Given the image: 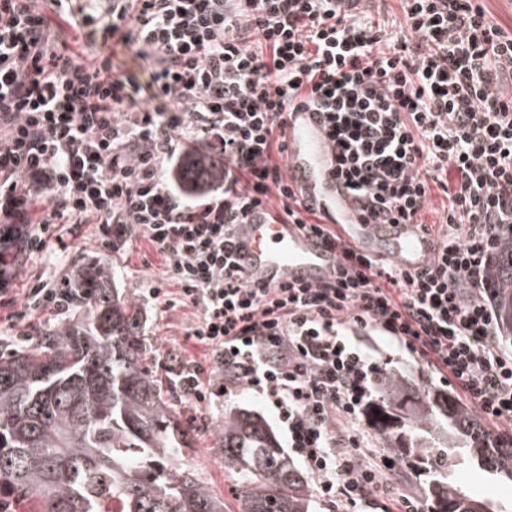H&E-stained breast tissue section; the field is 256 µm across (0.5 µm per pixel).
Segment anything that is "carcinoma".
<instances>
[{
	"label": "carcinoma",
	"instance_id": "carcinoma-1",
	"mask_svg": "<svg viewBox=\"0 0 512 512\" xmlns=\"http://www.w3.org/2000/svg\"><path fill=\"white\" fill-rule=\"evenodd\" d=\"M490 276L500 323L512 333V246ZM68 287L80 317L0 361V488L41 512H226L224 497L188 461L191 426L146 365L140 305L96 263L82 264ZM403 399L404 385L384 378L380 414L371 418L388 450L407 452L424 473L437 454L452 467L463 455L512 482V454L488 447L467 409L429 392L401 417L394 406ZM437 417L448 436L432 448L419 437ZM215 452L240 512H314L309 477L261 419L225 413ZM482 503L492 505L446 474L430 476L431 512H476Z\"/></svg>",
	"mask_w": 512,
	"mask_h": 512
}]
</instances>
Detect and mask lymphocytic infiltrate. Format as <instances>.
Returning a JSON list of instances; mask_svg holds the SVG:
<instances>
[{"instance_id":"1","label":"lymphocytic infiltrate","mask_w":512,"mask_h":512,"mask_svg":"<svg viewBox=\"0 0 512 512\" xmlns=\"http://www.w3.org/2000/svg\"><path fill=\"white\" fill-rule=\"evenodd\" d=\"M35 2L0 0V340L27 311L71 312L46 279L16 300L9 274L60 225L95 224L103 245L136 234L164 256L180 290L148 288L161 309L199 310L187 336L209 357L184 393L217 407L253 392L330 512H428L369 457L362 424L386 370L361 335L426 366L489 447L512 449V351L489 277L512 239V33L480 0H401L394 33L346 0H110L83 24L151 61L165 110L109 57L55 43L67 0ZM298 100L321 110L336 174L370 220L438 238L430 267L362 256L301 210L283 167ZM191 165L224 177L186 180ZM436 190L444 214L423 223ZM275 201L336 250L332 282L257 287L238 270L239 226Z\"/></svg>"}]
</instances>
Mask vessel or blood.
<instances>
[{
  "instance_id": "obj_1",
  "label": "vessel or blood",
  "mask_w": 512,
  "mask_h": 512,
  "mask_svg": "<svg viewBox=\"0 0 512 512\" xmlns=\"http://www.w3.org/2000/svg\"><path fill=\"white\" fill-rule=\"evenodd\" d=\"M285 173L301 200L335 227L356 252L409 271L431 265L435 241L412 224L364 223L359 203L335 174L333 148L320 115L306 107L286 113ZM235 257L253 283L322 285L336 275L337 256L323 240L288 223L277 206L263 207L254 223L240 225Z\"/></svg>"
}]
</instances>
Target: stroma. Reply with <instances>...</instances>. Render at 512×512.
<instances>
[{"instance_id": "stroma-1", "label": "stroma", "mask_w": 512, "mask_h": 512, "mask_svg": "<svg viewBox=\"0 0 512 512\" xmlns=\"http://www.w3.org/2000/svg\"><path fill=\"white\" fill-rule=\"evenodd\" d=\"M107 6V0H70L71 21L55 28V39L59 42H75L77 49L88 55L111 54L115 71L130 78L139 87L141 96H149L152 66L135 49L117 44L104 45L103 38L99 35L90 41L75 37L74 23L82 22L87 14L104 11ZM66 243V250L56 251L54 256L38 255L22 262L10 282L15 297H23L28 283L37 277H51L61 282L71 277L78 264L93 259L119 276L122 291L127 298L141 302L143 333L148 337L152 348L155 379L166 384L175 382L176 375L170 360L171 350L183 351L185 360L189 362L204 360V348L185 338L187 330L197 322L198 312L190 307L164 311L159 305L144 299L145 288L153 285L161 286L172 293L179 290L178 283L167 271L163 256L145 239L129 237L106 247L99 242L97 225L82 224L75 236L67 237ZM360 343L380 363L385 364L388 370L405 378L415 392L421 394L435 390L436 384L432 382L428 371L398 358L380 337L364 335L361 336ZM173 410L181 420L190 422L195 427L190 452L191 462L202 469L210 485L223 494L229 512H235L237 503L224 479V459L214 451L219 428L224 421L223 414L213 412L206 406L196 405L185 395L174 399ZM451 477L457 485L465 487L475 495L491 499L505 508L512 507V484L498 482L477 465L465 463L456 466Z\"/></svg>"}]
</instances>
